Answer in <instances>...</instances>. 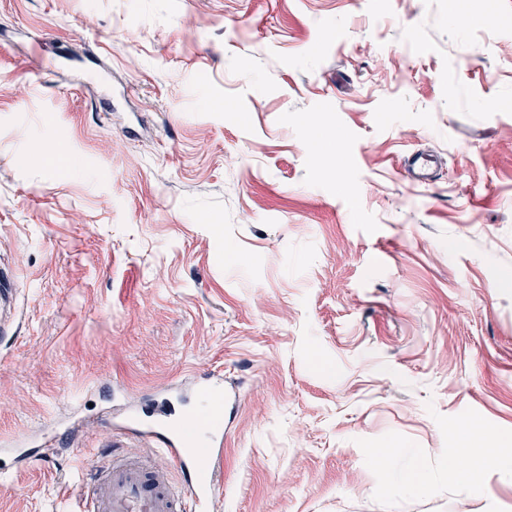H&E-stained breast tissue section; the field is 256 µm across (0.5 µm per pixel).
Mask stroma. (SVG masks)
Listing matches in <instances>:
<instances>
[{
	"instance_id": "obj_1",
	"label": "stroma",
	"mask_w": 512,
	"mask_h": 512,
	"mask_svg": "<svg viewBox=\"0 0 512 512\" xmlns=\"http://www.w3.org/2000/svg\"><path fill=\"white\" fill-rule=\"evenodd\" d=\"M0 273V512L211 371L210 512H512V0H0ZM437 167L438 161L433 154L417 151L406 156L403 170L411 182L422 186L431 183ZM37 440L38 442L32 448H2V450L9 451L17 462H25L29 465L42 460L56 445V435L53 432H45Z\"/></svg>"
}]
</instances>
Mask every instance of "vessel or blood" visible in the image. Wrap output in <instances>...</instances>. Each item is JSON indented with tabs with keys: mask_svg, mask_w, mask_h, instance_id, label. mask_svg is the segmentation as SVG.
Wrapping results in <instances>:
<instances>
[{
	"mask_svg": "<svg viewBox=\"0 0 512 512\" xmlns=\"http://www.w3.org/2000/svg\"><path fill=\"white\" fill-rule=\"evenodd\" d=\"M437 167L434 155L420 151L408 154L404 162L407 178L420 186L431 183ZM241 400L240 392H225L222 375L207 379L204 407L190 427L199 441L193 451L185 448L182 437L158 423L144 425V433L168 452L174 468L187 478L186 489H179L165 472L140 459L114 456L96 467L79 512H208L219 489L215 465L224 453V414ZM55 445V434L46 432L33 447L16 448L12 454L16 461L31 464L46 457Z\"/></svg>",
	"mask_w": 512,
	"mask_h": 512,
	"instance_id": "obj_1",
	"label": "vessel or blood"
}]
</instances>
